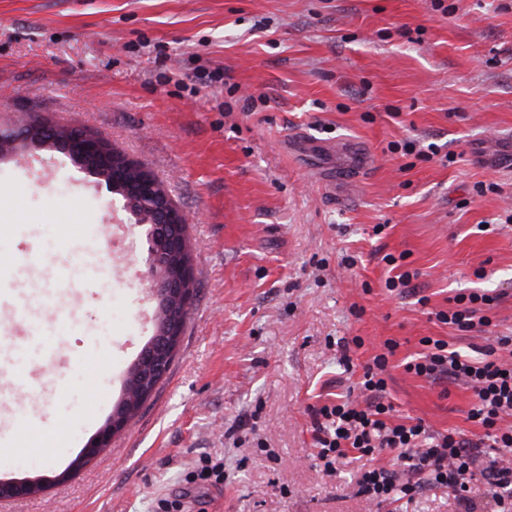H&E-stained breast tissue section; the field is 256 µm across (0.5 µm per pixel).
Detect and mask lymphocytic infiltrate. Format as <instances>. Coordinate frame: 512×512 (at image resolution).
<instances>
[{
    "mask_svg": "<svg viewBox=\"0 0 512 512\" xmlns=\"http://www.w3.org/2000/svg\"><path fill=\"white\" fill-rule=\"evenodd\" d=\"M495 301L486 293L459 294L454 308L436 312L435 317L461 331L488 327L492 320L485 311ZM495 342L502 356L477 360L449 349L444 340L426 336L421 340L423 353L404 365L415 376L458 383L473 391L469 418L483 428V438L494 450L490 460H482L476 442L456 432H433L419 420L391 423L394 407L385 399L384 372L397 343L389 339L384 353L363 368L359 382L363 404L339 399L314 411L317 457L325 470L334 471L354 451L369 462L357 481L367 501L396 502L427 486L441 485L463 503L465 512H474L467 493L479 474L497 512H512V425L505 423L512 418V336L496 337Z\"/></svg>",
    "mask_w": 512,
    "mask_h": 512,
    "instance_id": "obj_1",
    "label": "lymphocytic infiltrate"
}]
</instances>
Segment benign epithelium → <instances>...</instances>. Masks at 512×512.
I'll list each match as a JSON object with an SVG mask.
<instances>
[{
	"label": "benign epithelium",
	"instance_id": "7a95c632",
	"mask_svg": "<svg viewBox=\"0 0 512 512\" xmlns=\"http://www.w3.org/2000/svg\"><path fill=\"white\" fill-rule=\"evenodd\" d=\"M45 134L61 136L66 143V153L77 164L84 166L89 162L96 163L104 170L102 178L108 186L121 193L125 206L130 209L139 207L151 224L143 261L151 280L152 294L160 304L157 311L160 329L142 351L137 369L144 382L154 384L170 366L179 343L187 305L194 296L190 266H184L177 275L169 273L171 262L181 258L187 250L186 218L170 194L160 190V182L153 176L148 175L134 183L127 182L123 169L112 166V156L105 141L82 129L40 123L27 126V130L20 134L1 131L0 153L4 155L13 151L20 142L33 148L48 146L50 142L43 140ZM129 424V420L111 415L83 448V460H92L102 449L110 447L112 438L123 432ZM37 485L38 481L32 479L0 482V499L27 497L33 494Z\"/></svg>",
	"mask_w": 512,
	"mask_h": 512
}]
</instances>
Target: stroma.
Returning a JSON list of instances; mask_svg holds the SVG:
<instances>
[{"label": "stroma", "instance_id": "stroma-1", "mask_svg": "<svg viewBox=\"0 0 512 512\" xmlns=\"http://www.w3.org/2000/svg\"><path fill=\"white\" fill-rule=\"evenodd\" d=\"M34 122L77 125L164 183L196 292L131 428L55 482L155 333L149 226L63 152L0 156V301L100 282L55 356L15 354L0 318V480L47 481L0 512H459L441 487L368 504L364 460H317L313 411L359 400L391 338L395 419L483 435L472 390L404 363L425 336L482 358L512 334V0H0V128ZM405 137L456 161L386 152ZM388 253L414 290L385 288ZM471 292L498 298L490 331L436 321ZM206 456L224 480L195 478Z\"/></svg>", "mask_w": 512, "mask_h": 512}]
</instances>
